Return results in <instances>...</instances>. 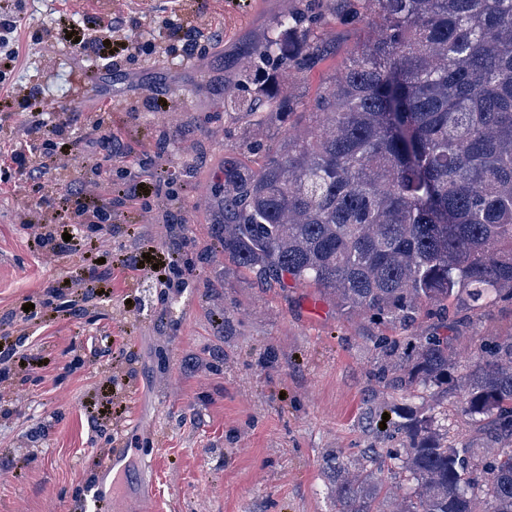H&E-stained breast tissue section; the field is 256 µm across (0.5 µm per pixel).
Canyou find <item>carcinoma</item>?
<instances>
[{
	"mask_svg": "<svg viewBox=\"0 0 512 512\" xmlns=\"http://www.w3.org/2000/svg\"><path fill=\"white\" fill-rule=\"evenodd\" d=\"M277 18L240 57L224 112L300 121L278 145L253 124L212 194L224 256L264 283L309 285L380 329L390 385L429 404L393 406L397 448L350 468L325 461L336 512H512V333L485 345L459 384L482 448L448 441V374L473 313L512 304V0H315ZM372 35L340 64L333 21ZM321 70L308 112L257 78ZM402 348L398 330L418 327Z\"/></svg>",
	"mask_w": 512,
	"mask_h": 512,
	"instance_id": "cac0c4a2",
	"label": "carcinoma"
}]
</instances>
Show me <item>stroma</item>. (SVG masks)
<instances>
[{"label":"stroma","mask_w":512,"mask_h":512,"mask_svg":"<svg viewBox=\"0 0 512 512\" xmlns=\"http://www.w3.org/2000/svg\"><path fill=\"white\" fill-rule=\"evenodd\" d=\"M296 0H0L14 19L18 58L0 64V336L36 366L0 384V512H93L95 467L122 440L140 455L110 480L109 512H334L324 466L339 453L385 448L382 415L402 392L377 375L372 324L318 289L260 284L212 235L207 200L248 120L224 111L244 47ZM136 45L123 70L62 39L77 25ZM222 33L201 56L174 50L171 25ZM33 109H26L28 95ZM168 101L157 110L155 97ZM80 110L110 123L113 189L130 179L171 181L142 206L113 204L83 242L110 234L109 250L157 254L180 245L170 287L113 270L108 293L88 292L70 315L49 291L79 279L81 252L59 257L25 225L43 194L10 156L25 127ZM170 145L158 154L161 133ZM30 306L19 323L15 312ZM512 331V306L479 311L459 365L492 336Z\"/></svg>","instance_id":"1"}]
</instances>
